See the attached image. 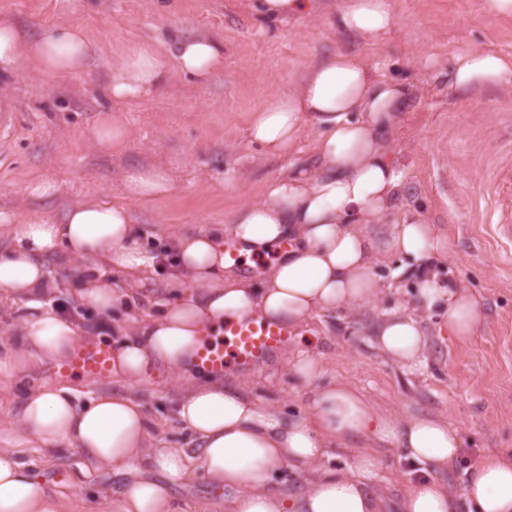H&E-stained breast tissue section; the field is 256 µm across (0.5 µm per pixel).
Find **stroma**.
<instances>
[{
  "mask_svg": "<svg viewBox=\"0 0 512 512\" xmlns=\"http://www.w3.org/2000/svg\"><path fill=\"white\" fill-rule=\"evenodd\" d=\"M338 0H319L305 18L267 19L259 0H0V15L38 29L47 24L81 27L100 47L81 72L45 82L19 70L0 81V113L14 116L15 129L0 135V212L21 220L60 219L69 206L90 194L124 203L136 216L149 251L163 250L170 231L183 225L225 223L232 208L258 199L264 186L287 167V159L266 156L249 141L254 111L300 79L306 67L338 50L356 52L405 82L412 97L391 144L406 168L402 207H417L435 229L454 242L437 262L441 281L465 286L488 316L476 336H449L446 305L423 313L428 346L411 367L383 356L369 334L370 324L407 308L411 281L393 277L391 257L374 273L381 294L370 312L348 318L326 313L311 320L312 349L324 380L356 387L376 408L399 418L439 414L462 438L448 485L461 494L467 469L487 453L512 449V79L470 92L448 89V70L472 48L512 55V16L493 14L486 0H393L394 28L380 45H369L335 30ZM211 34L224 40V69L201 85L183 74L163 91L128 101L119 116L130 127L129 148L121 154L94 149L88 130L111 108V72L128 53L166 48L173 36ZM158 167L172 176L162 198L123 194L126 170ZM37 179L56 183L46 200L28 196ZM79 261L49 259L54 286L50 304H70L82 285ZM151 297L134 309L113 306L109 314L84 309L73 314L79 341L99 343L102 317L124 320L154 315ZM278 351L256 368L229 367L232 376L252 378L259 387L283 394L305 409L293 390ZM55 363L33 364L22 379L0 380V433L8 434L21 396L33 385L55 380ZM174 388L166 378L142 391L146 412L157 420L156 434L185 447L189 435L168 406ZM23 459L64 489L71 512H100L99 484L106 475L85 476L84 461L64 449L44 466L38 449Z\"/></svg>",
  "mask_w": 512,
  "mask_h": 512,
  "instance_id": "obj_1",
  "label": "stroma"
}]
</instances>
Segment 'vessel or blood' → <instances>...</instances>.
Segmentation results:
<instances>
[{
  "instance_id": "b4317fda",
  "label": "vessel or blood",
  "mask_w": 512,
  "mask_h": 512,
  "mask_svg": "<svg viewBox=\"0 0 512 512\" xmlns=\"http://www.w3.org/2000/svg\"><path fill=\"white\" fill-rule=\"evenodd\" d=\"M291 335L286 325L245 317L225 324L223 340L204 338L196 354V362L204 371L223 375L228 365L256 366L279 351ZM112 351L109 345L80 344L67 361L56 370L65 377L76 372L90 379L107 377L111 371Z\"/></svg>"
}]
</instances>
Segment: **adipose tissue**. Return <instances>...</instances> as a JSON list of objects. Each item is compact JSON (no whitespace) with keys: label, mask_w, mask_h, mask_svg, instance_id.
<instances>
[{"label":"adipose tissue","mask_w":512,"mask_h":512,"mask_svg":"<svg viewBox=\"0 0 512 512\" xmlns=\"http://www.w3.org/2000/svg\"><path fill=\"white\" fill-rule=\"evenodd\" d=\"M393 20L392 0H343L332 25L378 44ZM98 52L78 27L47 25L32 37L0 19V77L23 66L52 81L82 71ZM223 67L222 39L179 37L170 55L150 49L128 54L111 73L109 96L128 102L163 89L176 72L204 83ZM510 77L512 56L474 49L450 69L448 87L469 90ZM408 98L407 85L381 75L361 55L322 57L298 85L257 109L249 126L251 142L270 156L292 155L304 129L313 127L312 163L290 164L261 199L237 207L228 223L172 234L164 255L140 247L139 226L126 206L93 194L68 207L58 224L0 213V227L14 241L0 252V295L28 298L30 307L17 339L0 352V377H15L34 362L65 359L76 344L74 324L41 300L49 286L48 256L93 257L125 274L126 290L100 272L79 293L82 303L102 311L118 295L133 300L151 293L159 273L171 274V294L158 300L156 315L112 326L118 390L85 402L71 386L45 383L27 391L14 445L0 448V512H62L59 493L14 450L31 442L45 463L70 447L120 479L121 492L102 493V512H178L177 491L198 471L224 494L218 512H458L462 506L512 512V452L483 455L469 468L461 495H454L443 475L458 457V430L440 416L398 421L348 383H321L320 360L307 348L288 356L295 390L310 397L303 413L249 378L218 380L196 363L203 338L221 335L226 322L253 316L299 331L321 313L371 304L380 292L373 268L391 255L401 258L400 273L416 275L418 293L412 310L392 312L376 325L374 342L382 354L403 365L420 360L427 339L418 312L442 299L449 336L465 341L480 331L486 321L480 300L442 284L433 271L451 252V238L422 214L400 209L405 170L390 141ZM130 138L109 111L89 131L90 142L112 154L126 151ZM170 189L171 176L160 168L136 167L124 177L130 197L157 198ZM374 224L383 232H371ZM228 237L244 261L268 251L276 259L260 278H240L229 270ZM168 372L180 382L173 411L192 435L187 447L153 437L138 395ZM368 439L404 451L411 470L397 500L370 486L381 468L374 452L359 451L342 469L324 463L331 450L358 448ZM287 472L299 486L290 494L274 488Z\"/></svg>","instance_id":"obj_1"}]
</instances>
